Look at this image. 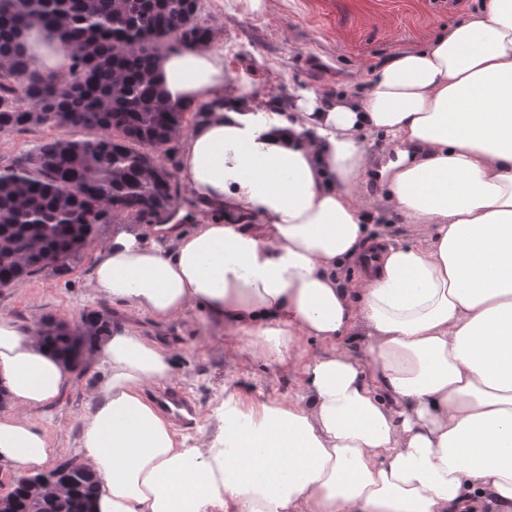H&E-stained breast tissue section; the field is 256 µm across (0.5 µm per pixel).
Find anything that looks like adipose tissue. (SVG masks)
Instances as JSON below:
<instances>
[{"label":"adipose tissue","mask_w":512,"mask_h":512,"mask_svg":"<svg viewBox=\"0 0 512 512\" xmlns=\"http://www.w3.org/2000/svg\"><path fill=\"white\" fill-rule=\"evenodd\" d=\"M20 43L41 72L71 63L52 30L29 27ZM156 83L210 108L178 175L218 218L189 233L115 231L91 293L158 321L199 308L263 338L262 357L302 338L323 351L302 367L303 401L220 408L215 435L190 446L145 394L173 381L169 355L113 327L79 439L97 512H512V0L399 54L358 98L305 91L293 112L256 110L259 92L225 80L212 41L163 54ZM371 134L394 159L376 165ZM372 172L416 240L369 234L360 187ZM74 369L0 316L14 405L0 413V465L52 457L26 412Z\"/></svg>","instance_id":"adipose-tissue-1"}]
</instances>
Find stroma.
Wrapping results in <instances>:
<instances>
[{"label":"stroma","mask_w":512,"mask_h":512,"mask_svg":"<svg viewBox=\"0 0 512 512\" xmlns=\"http://www.w3.org/2000/svg\"><path fill=\"white\" fill-rule=\"evenodd\" d=\"M486 0H261L250 10L244 0H200L198 21L209 27L224 52V73L233 82L254 86L265 111L285 114L298 91L356 97L369 89L372 70L398 54L420 49L439 34L481 9ZM59 129L33 127L0 132V167L27 160ZM363 196L373 232L390 240L412 238V225L403 223L386 203L379 182H368ZM101 234L62 273L42 271L10 288H0V315L22 327L42 319L75 325L82 312L108 313L113 324L135 325L142 336L168 350L175 365V385L198 407L194 425L183 430L195 444L217 429L215 413L224 402L246 409L261 402L301 400L306 384L300 372L322 350L303 339L282 360L256 354V338L247 332L226 334L197 308L159 322L120 302L92 297L85 286L96 252L111 239L116 226ZM103 380L98 362L79 371L53 404L28 410L29 419L47 432L56 454L48 468L77 460L84 415L97 400Z\"/></svg>","instance_id":"35a3bbf8"}]
</instances>
